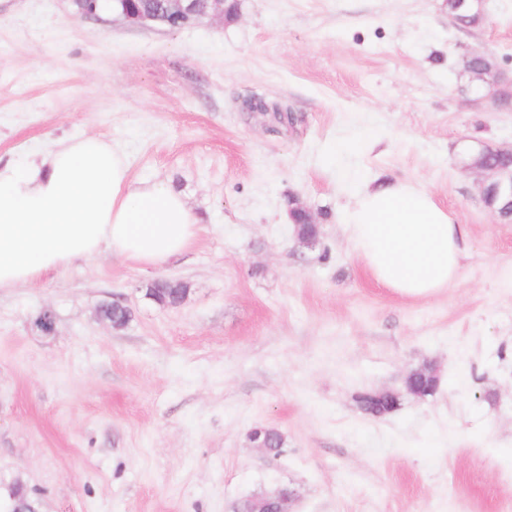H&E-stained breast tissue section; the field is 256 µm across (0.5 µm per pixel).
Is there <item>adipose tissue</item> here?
I'll use <instances>...</instances> for the list:
<instances>
[{
	"label": "adipose tissue",
	"instance_id": "adipose-tissue-1",
	"mask_svg": "<svg viewBox=\"0 0 512 512\" xmlns=\"http://www.w3.org/2000/svg\"><path fill=\"white\" fill-rule=\"evenodd\" d=\"M346 227L370 277L406 297L447 290L467 247L465 226L409 181L360 189ZM198 233L181 193L133 178L125 154L97 135L0 166V288L32 285L105 253L156 266Z\"/></svg>",
	"mask_w": 512,
	"mask_h": 512
}]
</instances>
